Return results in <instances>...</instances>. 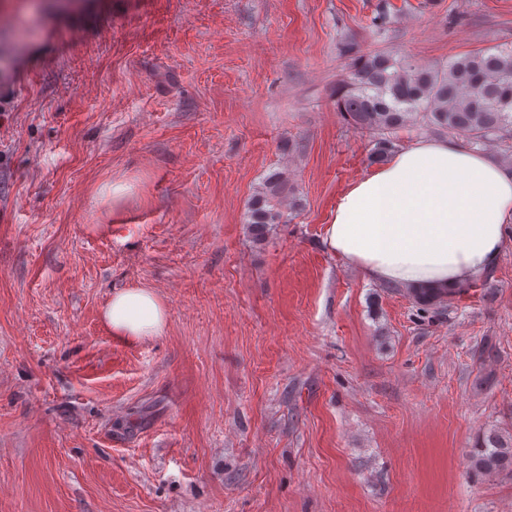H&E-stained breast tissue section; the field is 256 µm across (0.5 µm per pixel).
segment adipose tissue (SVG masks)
<instances>
[{
	"label": "adipose tissue",
	"mask_w": 512,
	"mask_h": 512,
	"mask_svg": "<svg viewBox=\"0 0 512 512\" xmlns=\"http://www.w3.org/2000/svg\"><path fill=\"white\" fill-rule=\"evenodd\" d=\"M512 222V170L452 139L419 140L348 186L326 225V250L378 283L454 294L497 263ZM103 318L116 335H160L155 293H115Z\"/></svg>",
	"instance_id": "ef3b65f1"
}]
</instances>
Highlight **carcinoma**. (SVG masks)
Wrapping results in <instances>:
<instances>
[{
	"label": "carcinoma",
	"instance_id": "cac0c4a2",
	"mask_svg": "<svg viewBox=\"0 0 512 512\" xmlns=\"http://www.w3.org/2000/svg\"><path fill=\"white\" fill-rule=\"evenodd\" d=\"M336 111L374 135L375 163L388 159L394 134L414 119L475 144L505 145L512 139V47H490L442 65L394 51H353L348 76L336 85ZM283 187V175L275 172L251 201L248 223L257 232L287 222ZM469 466L477 476L512 477V439L489 437L470 454Z\"/></svg>",
	"mask_w": 512,
	"mask_h": 512
}]
</instances>
